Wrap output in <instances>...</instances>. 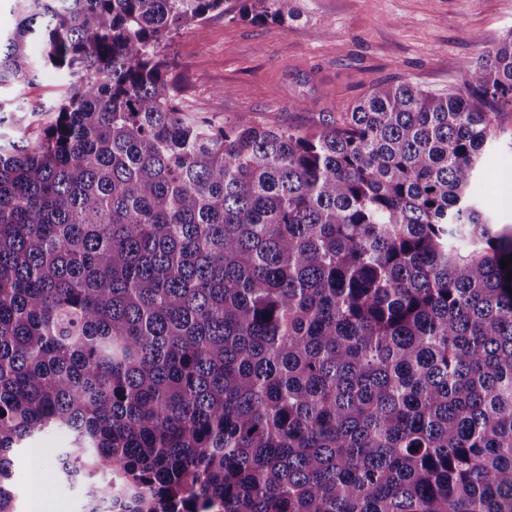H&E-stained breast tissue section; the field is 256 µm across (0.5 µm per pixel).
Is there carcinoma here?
<instances>
[{
    "instance_id": "carcinoma-1",
    "label": "carcinoma",
    "mask_w": 512,
    "mask_h": 512,
    "mask_svg": "<svg viewBox=\"0 0 512 512\" xmlns=\"http://www.w3.org/2000/svg\"><path fill=\"white\" fill-rule=\"evenodd\" d=\"M12 2L0 512L45 429L84 512H512V226L476 194L512 33L473 36L456 90L383 82L309 133L202 116L171 80L224 0ZM44 68L62 91L30 109Z\"/></svg>"
}]
</instances>
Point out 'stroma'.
Masks as SVG:
<instances>
[{
    "label": "stroma",
    "mask_w": 512,
    "mask_h": 512,
    "mask_svg": "<svg viewBox=\"0 0 512 512\" xmlns=\"http://www.w3.org/2000/svg\"><path fill=\"white\" fill-rule=\"evenodd\" d=\"M223 13L182 30L169 54L172 77L197 111L217 120L251 112L271 124L314 131L323 115L344 112L369 88L409 80L446 93L460 87L479 49L512 31V0H288L287 24L253 25ZM481 205L499 226L512 225V115H504L482 173ZM66 433L41 434L15 456L19 512L28 479L40 473L46 512H81L78 486L53 477Z\"/></svg>",
    "instance_id": "1"
}]
</instances>
